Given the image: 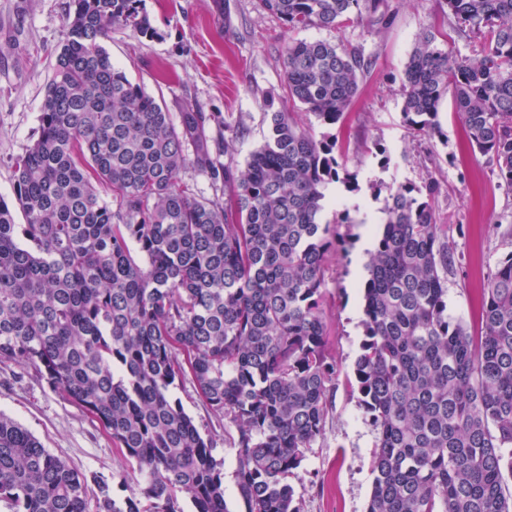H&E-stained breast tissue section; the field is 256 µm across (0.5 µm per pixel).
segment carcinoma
Wrapping results in <instances>:
<instances>
[{
    "label": "carcinoma",
    "mask_w": 512,
    "mask_h": 512,
    "mask_svg": "<svg viewBox=\"0 0 512 512\" xmlns=\"http://www.w3.org/2000/svg\"><path fill=\"white\" fill-rule=\"evenodd\" d=\"M143 0H72L37 138L0 201V362L32 369L83 408L141 475L139 494L72 467L0 414V502L9 512H230L224 459L175 390L191 380L235 429L244 512H301L292 480L325 432L336 393L324 272L336 224L326 191L358 189L336 136L267 100L269 136L245 167L217 165L209 117L179 122L112 63V30L156 34ZM288 30L341 29L383 0H259ZM468 55L418 39L401 77L402 119L440 133L452 97L470 146L512 188V0H445ZM371 60L359 48L288 41V98L336 124ZM224 182L199 199L189 168ZM401 186L368 253L364 339L354 363L375 429L366 512H512V254L488 279L473 336L448 315L457 264L430 197ZM25 223L17 224L14 210ZM97 492L89 507V483Z\"/></svg>",
    "instance_id": "obj_1"
}]
</instances>
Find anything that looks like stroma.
Instances as JSON below:
<instances>
[{"instance_id": "stroma-1", "label": "stroma", "mask_w": 512, "mask_h": 512, "mask_svg": "<svg viewBox=\"0 0 512 512\" xmlns=\"http://www.w3.org/2000/svg\"><path fill=\"white\" fill-rule=\"evenodd\" d=\"M70 0H0V199L13 198L15 164L36 137L40 108L55 58L64 40ZM158 35L148 38L128 29L113 30L105 46L112 61L169 112L182 102L196 104L210 117L209 148L218 163L243 167L268 136L266 98L286 106L283 59L291 37L356 46L372 59L356 98L333 128L310 114L303 122L316 134L332 131L336 153L358 174L359 189L327 203L322 219L334 221L347 208L352 221L339 225L336 247L325 268L326 341L336 360L338 385L324 436L306 455L296 494L302 512H366L374 479V431L351 386L354 361L363 340L361 281L365 266L359 244L367 230L360 208L383 210L400 185L424 188L436 179L431 205L447 225L460 262L448 277V311L468 330H476L487 278L512 252V239L497 225H512V191L501 186L486 156L470 149L451 98L439 107L443 137L419 134L402 121L400 78L419 36L440 29L443 47L468 53L464 38L448 29L445 0H385L391 23L341 29L288 32L258 0H143ZM243 135L232 156L224 154V127ZM185 411L203 434L213 436L223 457L224 485L231 512L239 507L235 451L222 418L199 400L191 382L176 391ZM0 412L27 428L45 448L86 474L136 487L139 475L99 423L33 370L0 363Z\"/></svg>"}]
</instances>
